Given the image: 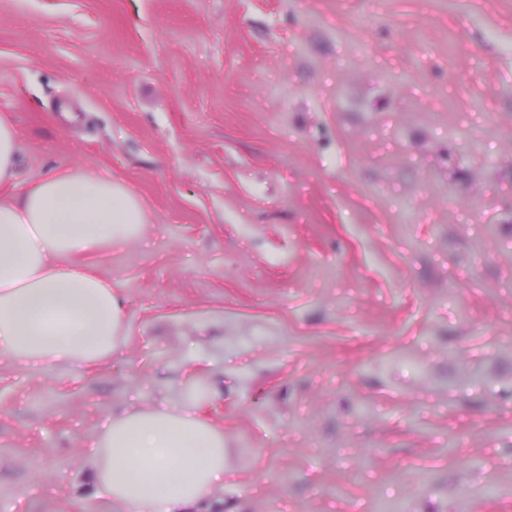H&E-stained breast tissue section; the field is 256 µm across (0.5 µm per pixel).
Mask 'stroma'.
<instances>
[{
	"label": "stroma",
	"mask_w": 512,
	"mask_h": 512,
	"mask_svg": "<svg viewBox=\"0 0 512 512\" xmlns=\"http://www.w3.org/2000/svg\"><path fill=\"white\" fill-rule=\"evenodd\" d=\"M0 197L92 168L135 243L97 363L0 361V512L203 372L201 512H512V0H0ZM495 497H487V485ZM17 152V131L7 121L0 119V186L13 181Z\"/></svg>",
	"instance_id": "stroma-1"
}]
</instances>
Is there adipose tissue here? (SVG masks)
I'll return each mask as SVG.
<instances>
[{
	"instance_id": "1",
	"label": "adipose tissue",
	"mask_w": 512,
	"mask_h": 512,
	"mask_svg": "<svg viewBox=\"0 0 512 512\" xmlns=\"http://www.w3.org/2000/svg\"><path fill=\"white\" fill-rule=\"evenodd\" d=\"M147 218L125 186L91 169L0 198V357L24 365L100 362L115 352L121 307L68 257L138 240ZM115 512H188L224 484V435L185 404L127 408L88 459Z\"/></svg>"
}]
</instances>
